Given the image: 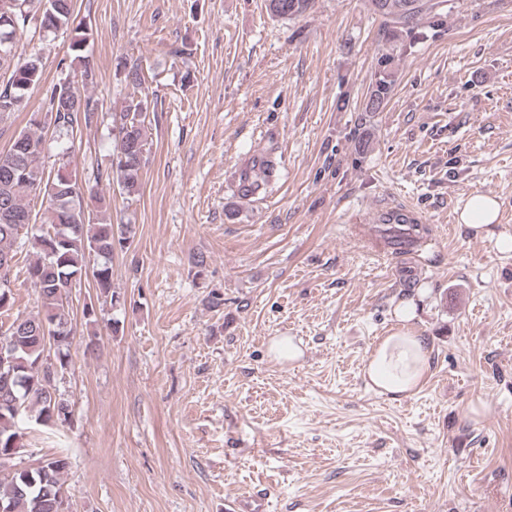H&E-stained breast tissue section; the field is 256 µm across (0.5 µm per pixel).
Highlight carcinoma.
I'll list each match as a JSON object with an SVG mask.
<instances>
[{
  "instance_id": "1",
  "label": "carcinoma",
  "mask_w": 512,
  "mask_h": 512,
  "mask_svg": "<svg viewBox=\"0 0 512 512\" xmlns=\"http://www.w3.org/2000/svg\"><path fill=\"white\" fill-rule=\"evenodd\" d=\"M34 1L42 6L41 28L46 33L72 29L75 37L70 45L71 63L80 68L81 81L92 85L96 72L85 54L89 29L77 21L73 0H12L7 12H0V33L12 37L24 31L28 5ZM314 0H268L270 13L279 18L295 19L313 6ZM447 0H367L368 10L382 20V40L398 46L427 21L433 28L443 24ZM393 56L379 58V68L369 85L364 111H382L394 87L390 69ZM9 78L0 86V119L25 107L27 91L43 80L42 58L31 54L26 58L16 53L0 57V70ZM50 118L43 120L33 112L28 129L19 132L9 149L0 152V313L14 305L13 269L18 238L29 235L36 250V259L27 268L28 280L35 289L40 309L35 314L17 315L8 327L0 325V346L6 345L11 362L0 368V457L12 451L20 441L19 419L33 413L43 424L69 423L74 416L71 402L56 385L50 384L48 370L62 374L71 365V349L76 330L70 318L69 298L72 289L90 277L100 297L111 306L122 305L125 298L112 289V256L127 250L134 241L133 227L114 224L104 199L78 180L70 169L68 150L59 152L58 167L46 171L39 163L43 151L42 130L52 127L55 141L63 143L74 138L82 128L98 122L94 100L83 97L66 78L49 88ZM151 128L147 108L142 100L130 95L119 112L112 113V183L128 197L139 195L141 175L148 161V139ZM276 170L272 153L263 157L253 174L244 177L238 187L241 195H258L267 188ZM42 194L47 206L36 227L29 197ZM379 222L406 230L415 240L420 224L402 211H387ZM55 345L54 362L45 356L47 340ZM69 467L68 458H48L38 467L19 468L14 472L0 469V504L9 512H58L63 496V476Z\"/></svg>"
}]
</instances>
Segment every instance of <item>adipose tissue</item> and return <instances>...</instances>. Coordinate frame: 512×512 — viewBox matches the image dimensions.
Returning a JSON list of instances; mask_svg holds the SVG:
<instances>
[{
    "mask_svg": "<svg viewBox=\"0 0 512 512\" xmlns=\"http://www.w3.org/2000/svg\"><path fill=\"white\" fill-rule=\"evenodd\" d=\"M394 330L378 339L368 355L363 374L367 386L390 397L414 394L431 368V349L424 337L409 327V311H401Z\"/></svg>",
    "mask_w": 512,
    "mask_h": 512,
    "instance_id": "ef3b65f1",
    "label": "adipose tissue"
}]
</instances>
